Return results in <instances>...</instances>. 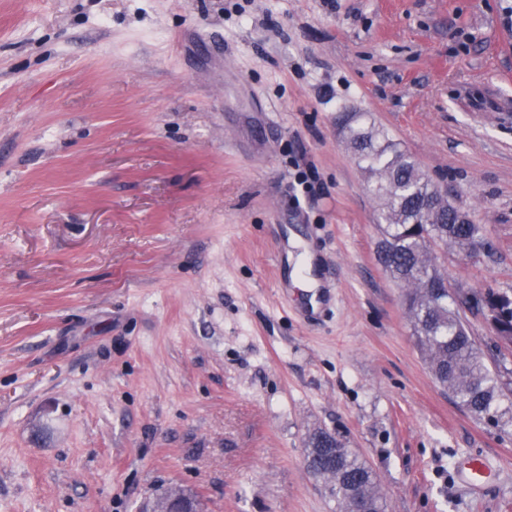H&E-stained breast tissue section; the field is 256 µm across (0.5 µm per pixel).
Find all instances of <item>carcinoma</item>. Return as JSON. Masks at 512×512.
I'll return each mask as SVG.
<instances>
[{
	"mask_svg": "<svg viewBox=\"0 0 512 512\" xmlns=\"http://www.w3.org/2000/svg\"><path fill=\"white\" fill-rule=\"evenodd\" d=\"M346 121L350 143L370 182V192L380 201L382 241L378 257L390 277L406 287L403 305L420 350L435 380L452 391L459 404L477 418L498 412L500 382L488 368L460 315L462 296L448 288L433 294L429 285L446 281L433 255L436 241L473 248L490 247L485 228L476 224L429 181L422 170L396 150L388 136L374 127ZM495 314L494 329L500 339L512 342V294L487 287L475 292ZM329 432L319 429L308 439L307 454L314 455V476L323 480L340 512H348L349 499L334 480L351 477L371 512H385L374 471L353 450L336 442L332 461L321 449L330 447Z\"/></svg>",
	"mask_w": 512,
	"mask_h": 512,
	"instance_id": "obj_1",
	"label": "carcinoma"
}]
</instances>
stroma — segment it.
Returning a JSON list of instances; mask_svg holds the SVG:
<instances>
[{"mask_svg": "<svg viewBox=\"0 0 512 512\" xmlns=\"http://www.w3.org/2000/svg\"><path fill=\"white\" fill-rule=\"evenodd\" d=\"M348 113L484 225L451 291L511 293L512 0H0V512H338L318 429L386 512H512V345L465 312L497 420L433 379ZM329 436V432L322 429L314 431L309 436L306 459L309 455L316 453L313 458V475L323 480L330 496L336 500L340 511L351 512L348 511L351 502L337 489L334 479L337 481L341 477L344 480L345 477L350 476L355 481L356 489L368 503L371 512H385L383 498L377 491V479L374 471L355 451L344 448L336 438V455L333 456L331 462L324 460L321 448H330ZM333 461L336 467L335 476L331 472ZM331 487L332 491L330 490ZM457 476L459 482L475 495L498 478L487 459L480 455L463 457L457 464ZM153 512H202L201 504L193 495L180 491H170Z\"/></svg>", "mask_w": 512, "mask_h": 512, "instance_id": "35a3bbf8", "label": "stroma"}]
</instances>
